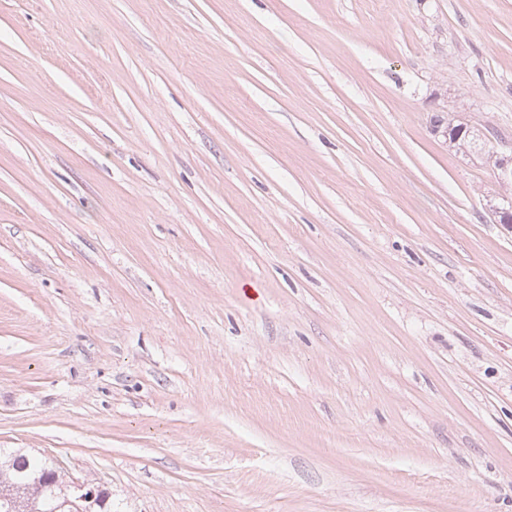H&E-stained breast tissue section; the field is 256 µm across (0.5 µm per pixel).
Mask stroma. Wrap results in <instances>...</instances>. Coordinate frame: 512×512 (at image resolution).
Wrapping results in <instances>:
<instances>
[{
  "mask_svg": "<svg viewBox=\"0 0 512 512\" xmlns=\"http://www.w3.org/2000/svg\"><path fill=\"white\" fill-rule=\"evenodd\" d=\"M512 0H0V448L112 512H512ZM480 139L486 144L492 146V154L497 158L493 162V167L496 168V176L499 180L511 178L512 175V143H508L503 139L494 138L490 133L480 130Z\"/></svg>",
  "mask_w": 512,
  "mask_h": 512,
  "instance_id": "stroma-1",
  "label": "stroma"
}]
</instances>
